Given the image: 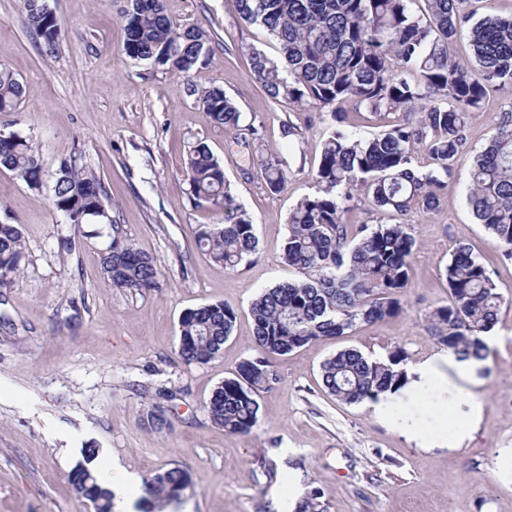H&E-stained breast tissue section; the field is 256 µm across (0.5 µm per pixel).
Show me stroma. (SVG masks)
I'll return each instance as SVG.
<instances>
[{
    "label": "stroma",
    "instance_id": "35a3bbf8",
    "mask_svg": "<svg viewBox=\"0 0 512 512\" xmlns=\"http://www.w3.org/2000/svg\"><path fill=\"white\" fill-rule=\"evenodd\" d=\"M162 2L174 25L207 34L209 56L190 72L126 56V0H46L60 23L52 52L30 28L23 0H0V67L23 87L17 109L0 114V131L28 137L45 171L32 188L0 167V221L20 225L25 246L21 271L0 295V512H94L70 481L90 447L91 466L109 486L120 472L141 480L183 469L190 488L165 512H293L312 489L326 512H512V258L493 246L467 202L474 160L499 117L512 112V93L490 92L471 115L439 208L418 206L401 219L360 204L345 215L354 225H410L418 248L403 312L272 356L280 380L260 392L256 426L227 433L204 405L253 354L252 300L295 276L282 260L288 215L313 194L311 173L335 122L271 98L256 81L248 48L271 58L277 49L232 0ZM213 88L234 102L242 125L257 129L248 144L207 122L197 94ZM292 126L298 135H289ZM199 140L254 222L258 253L238 271L196 245L197 228L224 217L222 207L196 204L189 193L187 153ZM271 151L287 175L279 193L258 165ZM70 158L101 180L113 223L154 260L161 288L112 287L102 268L108 227L71 223L55 208L54 176ZM65 237L74 251L59 250ZM460 244L503 297L494 328L502 341L469 385L483 405L471 438L457 448L424 447L381 418L374 401H336L321 365L347 348L374 359L401 350L410 364L439 352L427 316L451 300L443 270ZM215 302L235 308L233 332L214 360L184 365L180 318ZM156 404L170 421L161 431L147 422Z\"/></svg>",
    "mask_w": 512,
    "mask_h": 512
}]
</instances>
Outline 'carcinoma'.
Returning <instances> with one entry per match:
<instances>
[{"mask_svg": "<svg viewBox=\"0 0 512 512\" xmlns=\"http://www.w3.org/2000/svg\"><path fill=\"white\" fill-rule=\"evenodd\" d=\"M242 21L262 26L277 43L280 57L248 48L252 74L274 99L301 109L330 110L336 128L324 140L312 174L313 195L288 216L284 263L298 278L262 292L251 304L255 354L237 375L212 392L205 405L211 422L233 434H246L257 423L259 392L279 381L269 355L285 356L324 337L343 336L359 322L373 323L402 311L417 240L409 225L369 228L345 220L355 192H367L374 210L406 215L416 203L438 208L465 150L470 113L482 109L491 88L512 90V17L487 18L471 26L473 61L454 57L449 46L471 17L462 0H233ZM30 25L44 45L57 46L56 15L34 14L24 0ZM125 54L138 61L186 73L206 55V35L195 26L176 28L161 0H131L123 19ZM23 93L14 73L0 68V112L13 111ZM206 120L228 131L240 128L241 114L221 89L201 94ZM354 111L394 114L397 123L370 139H359L343 123V104ZM432 163L420 166L415 153ZM268 188L279 193L285 174L277 153L260 159ZM0 166L28 186L42 184L44 170L30 140L0 134ZM186 174L198 202L224 204V223L201 226L197 246L211 261L236 271L257 253L250 216L235 204L224 170L208 145L199 141L188 152ZM104 190L94 175L76 163L61 164L53 184V204L72 223L109 219ZM468 202L492 242L512 257V113L501 116L496 134L477 156L470 174ZM24 258L22 231L0 223V290L13 283ZM112 287L142 292L159 285L161 271L112 226L103 258ZM444 275L451 301L429 313L428 332L460 360L486 357L484 336L497 323L502 304L488 269L471 250L457 246ZM236 310L223 302L189 309L179 321L178 357L186 365L214 359L231 335ZM404 356L395 351L371 359L345 349L321 365L322 382L337 401L357 404L395 390L406 381ZM70 480L94 512H112L113 493L89 469ZM146 495L162 506L182 500L188 474L173 467L143 480Z\"/></svg>", "mask_w": 512, "mask_h": 512, "instance_id": "obj_1", "label": "carcinoma"}]
</instances>
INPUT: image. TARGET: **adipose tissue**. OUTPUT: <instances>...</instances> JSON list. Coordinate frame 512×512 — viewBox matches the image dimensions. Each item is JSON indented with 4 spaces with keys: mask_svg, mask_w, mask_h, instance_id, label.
<instances>
[{
    "mask_svg": "<svg viewBox=\"0 0 512 512\" xmlns=\"http://www.w3.org/2000/svg\"><path fill=\"white\" fill-rule=\"evenodd\" d=\"M476 360L453 352L435 354L406 369L408 381L397 392L381 394L379 413L409 439L432 446H459L481 420L483 407L468 391ZM467 412H460V405Z\"/></svg>",
    "mask_w": 512,
    "mask_h": 512,
    "instance_id": "obj_1",
    "label": "adipose tissue"
}]
</instances>
